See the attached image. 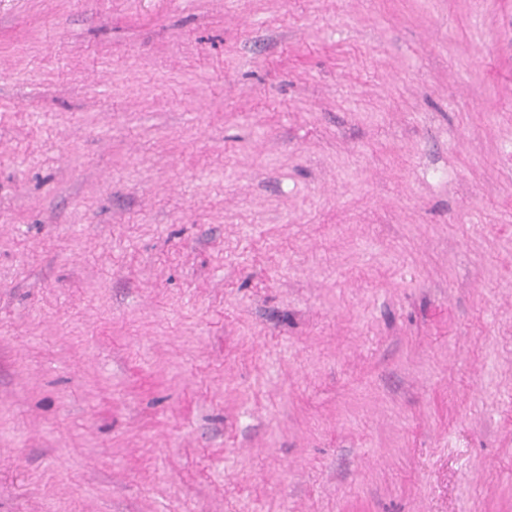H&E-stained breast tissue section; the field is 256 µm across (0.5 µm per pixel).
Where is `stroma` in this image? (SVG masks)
I'll list each match as a JSON object with an SVG mask.
<instances>
[{"label": "stroma", "mask_w": 512, "mask_h": 512, "mask_svg": "<svg viewBox=\"0 0 512 512\" xmlns=\"http://www.w3.org/2000/svg\"><path fill=\"white\" fill-rule=\"evenodd\" d=\"M0 512H512V0H0Z\"/></svg>", "instance_id": "stroma-1"}]
</instances>
